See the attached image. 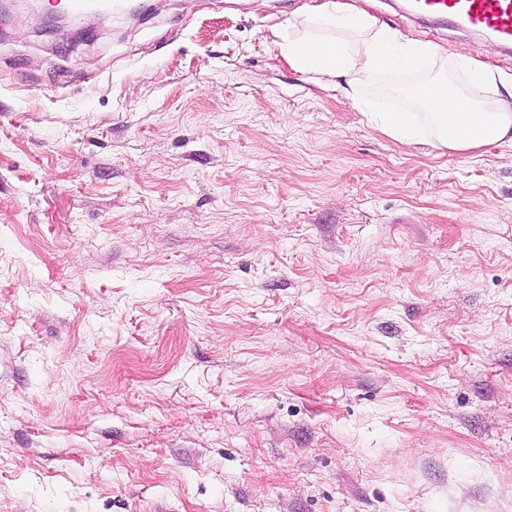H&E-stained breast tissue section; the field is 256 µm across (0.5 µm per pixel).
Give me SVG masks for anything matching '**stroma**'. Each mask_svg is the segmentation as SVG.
I'll return each instance as SVG.
<instances>
[{
	"instance_id": "1",
	"label": "stroma",
	"mask_w": 512,
	"mask_h": 512,
	"mask_svg": "<svg viewBox=\"0 0 512 512\" xmlns=\"http://www.w3.org/2000/svg\"><path fill=\"white\" fill-rule=\"evenodd\" d=\"M305 2L0 20V512H512V144L377 127L464 72L345 96ZM372 117L379 127L404 143L411 144L425 135L424 129L415 122L411 115L373 112Z\"/></svg>"
}]
</instances>
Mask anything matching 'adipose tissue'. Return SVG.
<instances>
[{"label":"adipose tissue","mask_w":512,"mask_h":512,"mask_svg":"<svg viewBox=\"0 0 512 512\" xmlns=\"http://www.w3.org/2000/svg\"><path fill=\"white\" fill-rule=\"evenodd\" d=\"M303 16L308 23L347 31L352 40L341 44L307 37L289 39V63L322 75L346 77L348 95H355L362 74L393 66L413 69L420 62L413 53L395 54L394 36L378 27L374 17L344 0H319L318 4L306 6ZM465 68L470 75L468 90L457 92L449 89L447 80L433 81L432 89L442 106L428 113L426 125H418L411 115L394 112L374 113V121L407 144L427 132L441 145L457 151L504 141L512 143V76L495 77L491 69L477 60L466 61ZM485 90L495 94L493 102L486 106L477 97L478 92Z\"/></svg>","instance_id":"ef3b65f1"}]
</instances>
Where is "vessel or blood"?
Returning a JSON list of instances; mask_svg holds the SVG:
<instances>
[{
	"label": "vessel or blood",
	"mask_w": 512,
	"mask_h": 512,
	"mask_svg": "<svg viewBox=\"0 0 512 512\" xmlns=\"http://www.w3.org/2000/svg\"><path fill=\"white\" fill-rule=\"evenodd\" d=\"M412 9L432 21H447L512 47V0H412Z\"/></svg>",
	"instance_id": "vessel-or-blood-1"
}]
</instances>
